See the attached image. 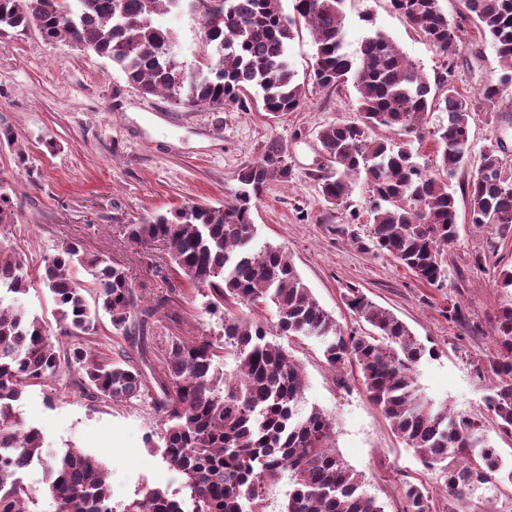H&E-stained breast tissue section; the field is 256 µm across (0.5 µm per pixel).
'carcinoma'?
Segmentation results:
<instances>
[{
	"label": "carcinoma",
	"instance_id": "cac0c4a2",
	"mask_svg": "<svg viewBox=\"0 0 512 512\" xmlns=\"http://www.w3.org/2000/svg\"><path fill=\"white\" fill-rule=\"evenodd\" d=\"M181 0H0V31L34 28L47 43L77 44L107 59L129 84L192 110L241 111L261 102L269 117L298 110L305 84L288 62V44L299 27L315 47L311 79L323 88L356 92L357 115L317 132L328 165L315 178L323 200L340 206L364 177L373 216L371 233L380 252L419 280L440 287L445 258L457 237L458 200L452 181L471 151V112L499 111L512 88V0H461L462 15L491 43L504 73L496 84L470 95L448 79L429 81L420 66L384 32L370 25L355 53L345 48V0H210L207 64L189 66L174 51V35L159 18ZM411 27L440 52L463 47L461 27L448 19L440 0H391ZM447 121L433 128L435 169L416 161L414 141L432 112ZM385 128L396 135L376 138ZM23 167L27 151L9 127L0 144ZM501 143L481 153L477 171L461 187L470 221L499 240L512 239V167ZM292 175L286 148L277 139L238 174L240 192L223 203H187L127 227L136 244L161 243L173 269L207 298L205 312L220 314L222 333L169 336L140 363L97 351L89 344L101 315L112 327L148 319L168 309L162 295L142 302L124 268L85 256L82 244L66 241L41 257L37 273L0 242V512H37L36 493L21 468L35 462L49 476L45 494L54 512H266L268 487L288 480L280 512H385L364 489L362 473L335 446V422L317 408L306 417L296 407L304 396L300 364L275 336L316 338L336 372L356 369L371 400L405 447L428 469L440 468L448 512H466L477 489L511 484L512 468L482 430L492 420L512 435V304L496 317V354L486 370L493 381L484 405L460 416L425 397L415 372L438 355L391 310L351 288L346 305L370 330L347 332L313 295L288 251L253 246L251 201L268 184ZM13 172L0 168V225L16 222ZM84 269L91 279L81 282ZM52 298L56 330L32 316L21 297L34 286ZM273 308L267 324L254 316ZM77 375L80 392L110 404H149L161 415L159 441L168 464L184 477L185 496L150 489L117 508L100 461L80 448L43 457V435L16 416L13 402L28 386H50ZM158 389L152 390L150 381ZM403 512H433L425 485L403 488Z\"/></svg>",
	"mask_w": 512,
	"mask_h": 512
}]
</instances>
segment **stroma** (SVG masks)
Wrapping results in <instances>:
<instances>
[{
    "label": "stroma",
    "mask_w": 512,
    "mask_h": 512,
    "mask_svg": "<svg viewBox=\"0 0 512 512\" xmlns=\"http://www.w3.org/2000/svg\"><path fill=\"white\" fill-rule=\"evenodd\" d=\"M390 36L427 77L448 75L464 92L477 94L497 83L503 66L488 43L455 56L439 53L393 10L390 0H346L348 51L366 33L363 14ZM172 30L176 51L187 64L211 51L205 14L194 0L161 17ZM356 92L308 87L303 107L277 120L258 109L207 107L184 110L162 96L143 94L103 58L64 45H49L38 32L0 31V126L11 127L25 144L28 162L13 198L17 220L4 234L20 256L37 258L63 240L81 241L86 252L124 265L145 302L177 290L175 318L149 325L144 340L160 348L166 336L219 331L218 318L201 309L203 298L171 270L156 249L127 241L124 225L191 202L217 203L240 189L238 174L256 161L263 146L278 138L288 153L292 176L271 183L251 209L256 244L284 246L319 303L346 330L359 324L345 304L357 288L393 311L419 338L439 343V357L424 360L416 377L429 399L459 415L483 405L490 385L482 366L496 350L495 316L512 302V288L498 284L512 269V241L494 240L489 229L470 224L459 209V235L448 250L441 287L421 282L379 252L371 235L368 188L356 182L341 206L325 204L315 173L324 158L317 132L355 113ZM501 139L512 163V105L495 120L479 114L471 122L473 147L457 183L475 172L483 149ZM458 304L464 319L449 322L444 308ZM301 364L306 414L318 408L336 423V449L365 478L366 490L386 512H403L404 483L424 484L443 504L440 469L425 468L350 373L334 372L312 338L284 340ZM14 410L39 428L49 451L80 448L95 455L108 474L113 502L150 489L183 494L184 479L156 449L146 447L161 417L146 404L104 405L75 394L65 383L26 387Z\"/></svg>",
    "instance_id": "35a3bbf8"
}]
</instances>
